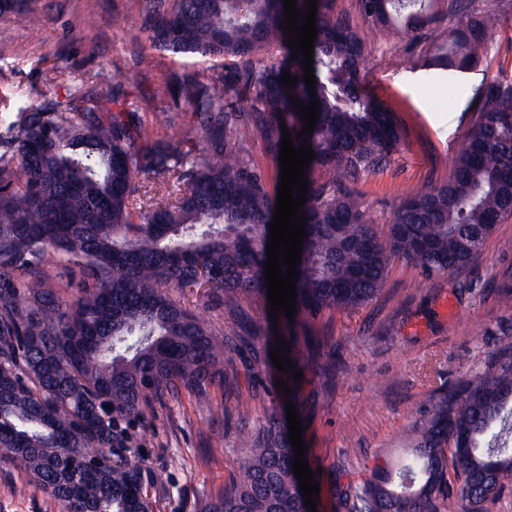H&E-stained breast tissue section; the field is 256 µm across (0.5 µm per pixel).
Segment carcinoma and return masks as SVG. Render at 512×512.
<instances>
[{
	"label": "carcinoma",
	"mask_w": 512,
	"mask_h": 512,
	"mask_svg": "<svg viewBox=\"0 0 512 512\" xmlns=\"http://www.w3.org/2000/svg\"><path fill=\"white\" fill-rule=\"evenodd\" d=\"M471 0H357L382 28L415 33L436 66L478 63L497 16ZM150 38L175 55L248 63L241 72L187 79L195 136L167 131L180 113L140 109L164 101L120 90L83 92L84 111L47 102L21 109L0 134V462L19 467L63 512H151L153 478L127 455L121 419L184 388L209 407V388L230 381L224 339L190 315L169 288L266 301L269 224L277 196L251 174L245 152L261 137L280 166L286 124L295 148L305 121L288 94L311 97L304 68L285 44L282 0H148ZM0 16L31 29L27 0H0ZM460 16L465 27L447 23ZM312 69L318 119L309 136L302 215L307 237L296 281V315L353 311L382 290L394 261L425 272L467 265L512 216V85L478 90V119L453 178L406 197L386 231L372 223L349 183L391 159L392 116L365 94L370 49L332 0H318ZM275 44L277 65H251ZM298 77L291 89L283 71ZM80 268L91 283L68 297L47 261ZM404 462L377 467L337 489L346 512H488L512 481V345L484 371L437 395L414 425ZM240 475L206 512H307L280 421L242 431ZM454 477H449V474Z\"/></svg>",
	"instance_id": "cac0c4a2"
}]
</instances>
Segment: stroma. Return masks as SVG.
<instances>
[{
  "instance_id": "1",
  "label": "stroma",
  "mask_w": 512,
  "mask_h": 512,
  "mask_svg": "<svg viewBox=\"0 0 512 512\" xmlns=\"http://www.w3.org/2000/svg\"><path fill=\"white\" fill-rule=\"evenodd\" d=\"M146 2L31 0L43 19L36 39L14 19L0 17V120L49 100L68 101L77 86L97 91L118 82L124 91L148 94L167 82L178 92L166 106L191 127L195 118L183 77L203 79L244 63L231 55H172L146 38L128 42L124 29L147 32L154 25ZM333 9L350 17L370 43L362 83L392 112L402 134L387 165L353 185L383 228L408 193L451 177L453 158L478 117L477 89L491 81L512 85V14L489 32L481 61L457 72L426 66L412 36L368 24L355 0H333ZM51 66L60 77L49 84L43 72ZM510 286L512 218L498 224L461 269L426 275L398 260L367 306L297 323L306 361L291 392L300 398L308 456L320 471L317 512H340L337 486L361 481L376 464L399 465L414 422L432 398L471 379L502 344L512 343V306L501 302ZM169 294L223 335L236 379L211 386L206 409L184 389L178 397L153 401L142 416L127 421V446L132 460L154 478L148 487L153 512H205L238 474L240 429L256 431L270 415L285 417L286 393L276 385L283 374L270 358L276 339L265 303H232L203 287ZM241 398L252 402L245 423L236 410ZM0 512L61 507L19 469L0 463Z\"/></svg>"
}]
</instances>
